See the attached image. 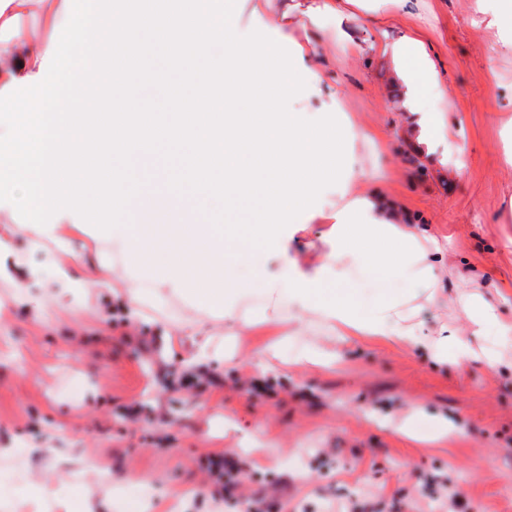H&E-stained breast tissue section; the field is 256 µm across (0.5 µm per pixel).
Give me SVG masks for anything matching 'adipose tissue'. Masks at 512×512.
I'll list each match as a JSON object with an SVG mask.
<instances>
[{"mask_svg": "<svg viewBox=\"0 0 512 512\" xmlns=\"http://www.w3.org/2000/svg\"><path fill=\"white\" fill-rule=\"evenodd\" d=\"M239 7L240 0H89L62 51L55 32L70 16L69 0H0V31L9 34L0 41V184L22 189L36 220L33 245L49 239L60 252L53 283L35 307L37 317L46 319L62 298L111 281L109 267L78 265L69 251L65 228L75 222L95 227L109 250L145 271L150 294H142L135 280L119 291L131 317H139L149 301L190 303V317L165 331L160 342L167 348L173 337H189L193 351L185 362L195 368L216 358L210 348L215 319L229 330L239 323L275 327L284 317L280 301L286 296L297 318L340 333L423 345L439 363L490 358V351L476 352L469 340L416 334L405 323L399 298L384 293L365 308L347 287L354 262L364 274L397 277L438 301L446 241L414 224L394 203L352 190L342 179L341 163L354 153L339 115L328 111L313 119L290 110L291 97L320 94L322 83L319 59L288 31L293 0H280L273 11L254 6L257 22L246 35L237 24ZM31 15L42 18L43 33L28 29ZM158 45L184 82L201 88L218 83L222 94L178 97L180 111L171 123L158 122L134 98H117L127 85L154 79L141 63ZM382 50L404 87L412 147L418 155L431 154L442 131L423 103L441 94L439 75L418 37L404 36ZM301 72L308 83H299ZM175 142L188 143L190 161L175 177L159 179L158 147ZM117 151L135 160L140 174L111 166ZM329 184L339 194L333 203L321 197ZM252 197L263 209L244 230L203 218L211 202L230 207ZM314 221L329 226L327 249L316 266L305 269L289 258L288 245L295 224ZM242 232L253 245L283 255L286 277H273L262 261L240 250ZM256 290L268 302L246 310ZM458 302L471 337L512 345V324L500 320L479 290ZM20 499L50 504L52 512L102 510L91 496L63 498L34 481L0 497V507L15 512Z\"/></svg>", "mask_w": 512, "mask_h": 512, "instance_id": "ef3b65f1", "label": "adipose tissue"}]
</instances>
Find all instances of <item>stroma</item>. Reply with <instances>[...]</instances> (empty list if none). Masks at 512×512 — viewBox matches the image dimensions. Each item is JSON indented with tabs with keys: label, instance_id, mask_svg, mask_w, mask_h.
Segmentation results:
<instances>
[{
	"label": "stroma",
	"instance_id": "35a3bbf8",
	"mask_svg": "<svg viewBox=\"0 0 512 512\" xmlns=\"http://www.w3.org/2000/svg\"><path fill=\"white\" fill-rule=\"evenodd\" d=\"M293 36L309 43L324 67L323 93L297 98L292 108L324 111L339 98L353 135L354 167L342 177L421 215L448 239V301L425 302L395 278L389 292L409 298L408 323L423 336L441 330L467 335L455 302L478 277L500 319L512 323V169L502 163L512 127V50L475 0H374L342 23H311L298 0ZM417 34L439 72L444 94L426 99L446 131L436 150L441 167L412 163L406 140L403 88L380 41ZM191 95L178 74L131 88L159 121L174 118L173 92ZM14 213L7 264L53 273L57 245L30 244V216L17 194L0 193ZM68 240L85 263L121 267L88 225L69 226ZM41 297L29 283L19 303L0 311V448L26 456L34 477L67 496L92 495L110 512H137L142 500L172 512H448L462 492L461 512H512V372L502 363H435L426 349L353 337L286 321L289 352L314 342L337 347L335 367L254 369L266 328L211 332L212 350L231 352L209 372V388H168L167 373L183 369L192 351L162 355L156 332L188 313L186 303L145 305L130 321L107 288L91 290L90 305L109 319L75 321L64 299L47 321L34 317ZM413 421V436L394 423ZM447 433H438L440 423ZM246 461L252 477L242 496L213 506L206 486L210 457ZM134 482H126V475Z\"/></svg>",
	"mask_w": 512,
	"mask_h": 512
}]
</instances>
